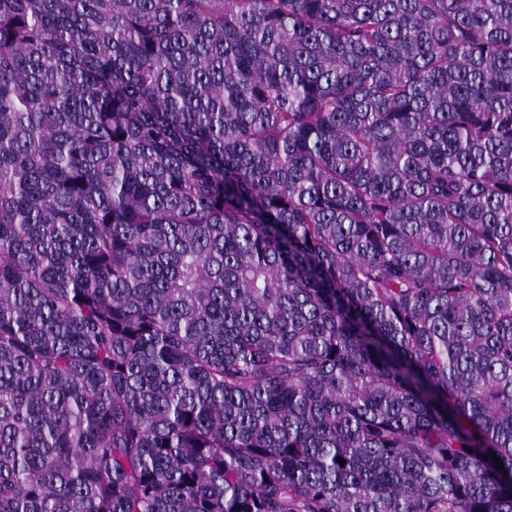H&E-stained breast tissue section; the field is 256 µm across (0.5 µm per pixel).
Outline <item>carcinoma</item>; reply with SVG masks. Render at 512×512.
<instances>
[{
	"label": "carcinoma",
	"mask_w": 512,
	"mask_h": 512,
	"mask_svg": "<svg viewBox=\"0 0 512 512\" xmlns=\"http://www.w3.org/2000/svg\"><path fill=\"white\" fill-rule=\"evenodd\" d=\"M0 512H512V0H0Z\"/></svg>",
	"instance_id": "obj_1"
}]
</instances>
